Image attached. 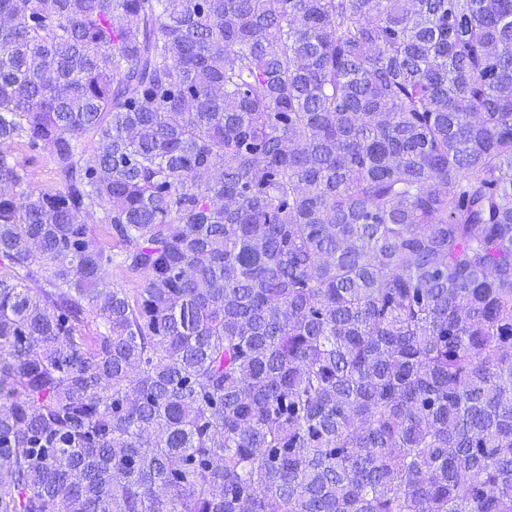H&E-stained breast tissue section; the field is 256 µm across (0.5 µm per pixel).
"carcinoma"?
Masks as SVG:
<instances>
[{"instance_id": "carcinoma-1", "label": "carcinoma", "mask_w": 512, "mask_h": 512, "mask_svg": "<svg viewBox=\"0 0 512 512\" xmlns=\"http://www.w3.org/2000/svg\"><path fill=\"white\" fill-rule=\"evenodd\" d=\"M0 183V512H512V0H0ZM15 155L26 167L29 189L44 191L56 187L53 166L46 151L32 156L23 147L17 146Z\"/></svg>"}]
</instances>
